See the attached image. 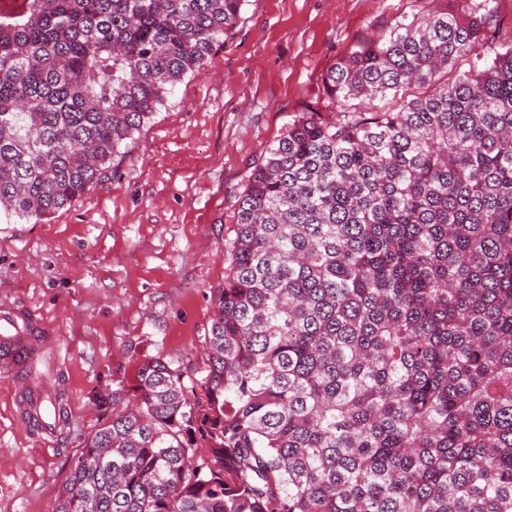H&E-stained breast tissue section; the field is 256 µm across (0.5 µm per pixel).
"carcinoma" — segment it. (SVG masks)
Returning a JSON list of instances; mask_svg holds the SVG:
<instances>
[{
	"label": "carcinoma",
	"instance_id": "1",
	"mask_svg": "<svg viewBox=\"0 0 512 512\" xmlns=\"http://www.w3.org/2000/svg\"><path fill=\"white\" fill-rule=\"evenodd\" d=\"M245 2L0 0V221L81 198ZM435 2L353 45L322 78L338 114L254 166L203 396L139 365L55 512H512V45L488 4Z\"/></svg>",
	"mask_w": 512,
	"mask_h": 512
}]
</instances>
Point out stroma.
<instances>
[{
  "instance_id": "35a3bbf8",
  "label": "stroma",
  "mask_w": 512,
  "mask_h": 512,
  "mask_svg": "<svg viewBox=\"0 0 512 512\" xmlns=\"http://www.w3.org/2000/svg\"><path fill=\"white\" fill-rule=\"evenodd\" d=\"M430 0H246L122 158L46 223H0V315L27 313L40 371H0V512H55L99 399L161 359L200 380L232 214L258 160L356 42ZM62 401L34 428L28 392Z\"/></svg>"
}]
</instances>
